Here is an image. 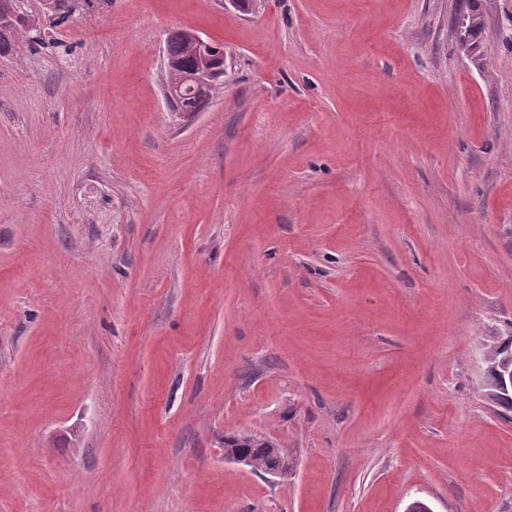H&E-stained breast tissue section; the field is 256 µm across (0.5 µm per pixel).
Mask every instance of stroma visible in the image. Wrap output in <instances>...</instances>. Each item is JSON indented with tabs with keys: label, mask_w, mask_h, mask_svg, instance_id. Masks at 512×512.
<instances>
[{
	"label": "stroma",
	"mask_w": 512,
	"mask_h": 512,
	"mask_svg": "<svg viewBox=\"0 0 512 512\" xmlns=\"http://www.w3.org/2000/svg\"><path fill=\"white\" fill-rule=\"evenodd\" d=\"M462 2L20 0L0 512H512V0L472 56ZM176 29L224 47L205 111L165 103ZM224 448H261L254 452V466L263 472L264 468L279 465L282 477L288 475V466L279 448V445L270 437L256 434H229L224 436ZM224 459L228 462L245 465L249 468L252 459L240 451L224 452Z\"/></svg>",
	"instance_id": "stroma-1"
}]
</instances>
